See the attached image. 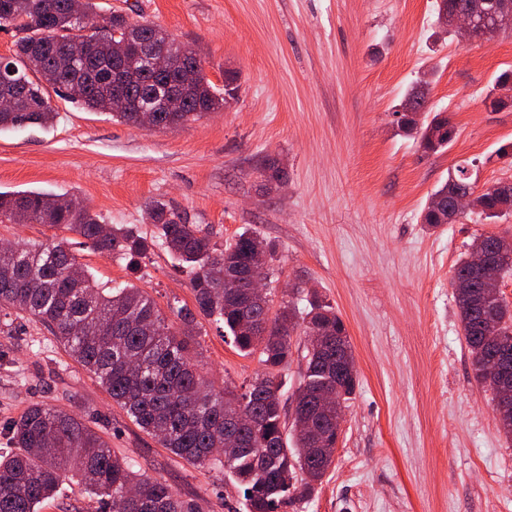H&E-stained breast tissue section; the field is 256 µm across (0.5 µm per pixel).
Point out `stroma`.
I'll return each mask as SVG.
<instances>
[{
	"label": "stroma",
	"instance_id": "35a3bbf8",
	"mask_svg": "<svg viewBox=\"0 0 512 512\" xmlns=\"http://www.w3.org/2000/svg\"><path fill=\"white\" fill-rule=\"evenodd\" d=\"M195 47L216 86L237 72L239 98L176 130H139L51 96L53 125L0 131V192L75 197L104 223L154 231L152 200L169 201L214 241L249 230L277 248L276 300L307 284L335 307L358 386L334 462L311 499L284 512H512V438L462 336L451 278L483 235L512 216L479 211L431 228L420 213L457 166L476 190L512 176V90L486 100L512 69V30L468 41L439 31L436 0H98ZM430 112L457 130L425 152L395 112L422 76ZM279 160L288 181L266 191L256 170ZM104 284H134L160 307L193 305L191 274L166 250L139 270L73 244ZM198 361L215 387L263 370L223 325L202 319ZM38 323L0 335V426L31 404L73 411L135 471L166 481L203 512H246L222 468H197L142 432ZM24 382H17V375Z\"/></svg>",
	"mask_w": 512,
	"mask_h": 512
}]
</instances>
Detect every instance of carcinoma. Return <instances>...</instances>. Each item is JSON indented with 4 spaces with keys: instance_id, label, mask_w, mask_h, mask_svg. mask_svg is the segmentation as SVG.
I'll use <instances>...</instances> for the list:
<instances>
[{
    "instance_id": "cac0c4a2",
    "label": "carcinoma",
    "mask_w": 512,
    "mask_h": 512,
    "mask_svg": "<svg viewBox=\"0 0 512 512\" xmlns=\"http://www.w3.org/2000/svg\"><path fill=\"white\" fill-rule=\"evenodd\" d=\"M0 0V30L24 33L16 42L0 75V96L14 99V109L0 112V130L27 124L50 126L57 113L48 89L65 95L70 83H85L77 102L93 112L140 128V108H154L155 127L178 129L218 112L237 100V76L224 75V89L207 77L190 47L170 38L152 24L122 13L97 21L95 0ZM467 12L488 26L480 35L512 27V0H437L442 9ZM123 99L112 101L113 68L124 59ZM182 83V108L166 111L157 88ZM416 84L396 111L398 128L415 133L420 147L436 153L456 136L448 118H409L408 111L425 106ZM466 168L457 167L430 197L421 223L438 227L451 196L470 187ZM261 176L273 186L287 174L276 161L265 163ZM471 207L495 221L512 213V184L496 182L471 194ZM153 236L147 238L124 224L105 228L100 216L78 200H61L39 192H0V223L45 224L91 241L136 268L155 246L166 248L181 265L192 270L190 288L195 308L174 307L180 321H167L157 302L132 286L107 288L77 261L69 240H50L27 246L0 248V333L12 334L13 318L40 323L55 342L91 373L126 416L146 434L158 439L172 455L196 467L218 465L242 490L248 512H280L292 499L310 498L331 462L306 454V436L292 428V438L281 432L280 371L291 357V336L326 332L324 353L305 355L301 366L302 410L313 424L336 435L331 420L316 417L312 393L335 388L344 406L358 385V373H336V353L353 355L346 327L331 303L311 292L301 309L288 300L273 309L272 292L263 303L243 300L244 285L224 287V280L241 272L258 236L246 230L225 244L186 212L162 200L150 205ZM503 251L502 274L512 272V244L498 234L484 236ZM463 336L475 378L482 384L495 378L494 354L512 350V304L482 288L466 260L452 278ZM224 323L235 347L246 355L259 354L264 372L241 394V408L226 401V390L213 383L194 361L199 317ZM242 434L244 447L230 459L212 452L224 447V433ZM12 450L0 452V512H37L54 497L67 479H78L99 498L102 512H200L194 501L177 496L164 481L144 476L112 451L110 443L77 416L46 404H33L19 419L4 426ZM310 470L314 483L300 472ZM137 496L128 498L130 490Z\"/></svg>"
}]
</instances>
